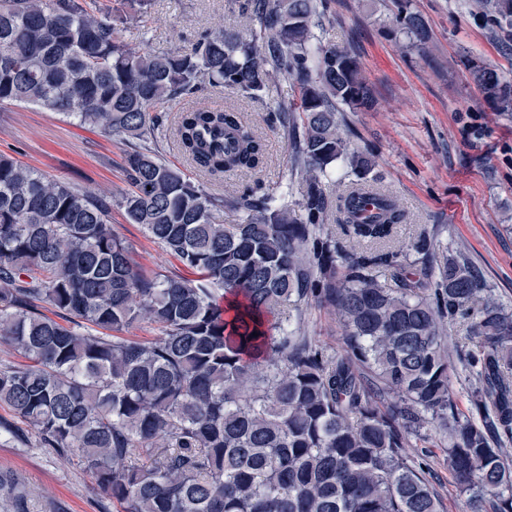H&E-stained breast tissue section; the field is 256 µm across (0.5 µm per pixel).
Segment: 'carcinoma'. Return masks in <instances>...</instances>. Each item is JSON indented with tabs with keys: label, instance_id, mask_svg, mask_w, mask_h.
Listing matches in <instances>:
<instances>
[{
	"label": "carcinoma",
	"instance_id": "carcinoma-1",
	"mask_svg": "<svg viewBox=\"0 0 512 512\" xmlns=\"http://www.w3.org/2000/svg\"><path fill=\"white\" fill-rule=\"evenodd\" d=\"M400 0L397 21L429 31ZM512 26V0H472ZM126 2L0 0V105L34 104L129 144L117 204L193 277L146 276L112 232V203L0 154V407L40 447L89 473L121 512H441L404 449L448 432L464 512H512V310L461 252L359 182L329 201L346 156L338 106L374 102L346 46L325 45V0H243L248 33L218 30L155 55L124 41ZM512 112V83L476 62ZM293 79L286 105L277 79ZM203 85L264 102L291 146L288 184L207 185L259 174L268 145L234 107L160 108ZM171 137L198 178L160 154ZM336 211L337 232L325 223ZM238 215L214 224L213 211ZM365 243L361 251L354 243ZM313 304L344 328L336 352L301 335ZM150 321L161 336L125 335ZM464 330L453 359L443 336ZM466 374L467 411L451 376Z\"/></svg>",
	"mask_w": 512,
	"mask_h": 512
}]
</instances>
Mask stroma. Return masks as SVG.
Returning <instances> with one entry per match:
<instances>
[{"instance_id":"stroma-1","label":"stroma","mask_w":512,"mask_h":512,"mask_svg":"<svg viewBox=\"0 0 512 512\" xmlns=\"http://www.w3.org/2000/svg\"><path fill=\"white\" fill-rule=\"evenodd\" d=\"M332 20L323 40L354 50L376 93V105L344 112L343 132L353 152H370L375 183L407 215L397 235L405 245L421 230L455 247L479 267L495 295L512 307V112L497 111L469 74L477 61L512 79V27L496 26L471 0H412L431 32L418 45L394 20V0H328ZM239 0H153L143 33H128L137 49L154 54L187 47L218 28L240 31ZM193 102L224 104L244 112L268 143L260 175L238 173L213 185L235 193L255 180L283 182L290 146L264 103L228 90L207 88ZM127 144L72 124L35 105L0 108V153L44 174L78 183L86 192L117 199L129 189L123 170ZM112 230L145 274L181 272L180 263L143 227L112 210ZM333 350L342 348V326L326 306H310L301 325ZM446 439L429 431L411 442L407 456L422 462L442 512H462L448 468ZM0 512H117L82 469L40 448L33 431L0 408Z\"/></svg>"}]
</instances>
